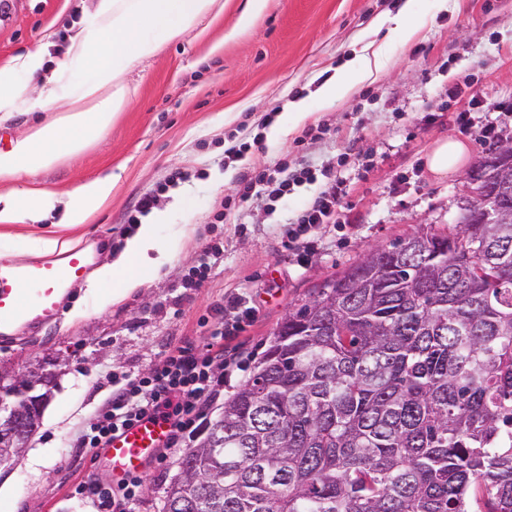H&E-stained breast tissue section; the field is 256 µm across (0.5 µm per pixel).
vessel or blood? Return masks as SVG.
Listing matches in <instances>:
<instances>
[{
  "instance_id": "obj_1",
  "label": "vessel or blood",
  "mask_w": 512,
  "mask_h": 512,
  "mask_svg": "<svg viewBox=\"0 0 512 512\" xmlns=\"http://www.w3.org/2000/svg\"><path fill=\"white\" fill-rule=\"evenodd\" d=\"M86 273L87 259L79 249L68 252L60 262L44 260L21 266L0 261V340H12L18 328H32L54 319L65 287ZM23 287L33 295L31 304L23 305L17 300ZM168 432L164 420L146 418L115 434L101 453L113 482L141 473L163 446Z\"/></svg>"
}]
</instances>
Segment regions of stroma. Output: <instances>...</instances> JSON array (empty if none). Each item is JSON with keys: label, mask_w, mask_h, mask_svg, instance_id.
Here are the masks:
<instances>
[{"label": "stroma", "mask_w": 512, "mask_h": 512, "mask_svg": "<svg viewBox=\"0 0 512 512\" xmlns=\"http://www.w3.org/2000/svg\"><path fill=\"white\" fill-rule=\"evenodd\" d=\"M249 3L224 0L223 14L204 20V35L166 42L129 74L137 92L107 136L40 175L60 191L107 169L117 175L111 202L62 232L91 250L96 266L119 255L136 230L130 211L142 195L156 193L157 209L169 213L159 238L171 259L159 277L114 303L71 285L56 320L0 343V367L67 360L41 427L15 462L0 467V512H96L74 488L112 476L77 439L111 398L113 378L148 375L170 347L210 343L225 300L249 289L257 313L225 339L229 376L202 406L214 417L225 394L249 378L285 314L312 299L327 278L372 248L422 228L454 226L464 175L428 171L438 141L466 143L469 170L483 149V127L512 135V0H264L250 24L238 26ZM92 6L8 0L0 12V66L58 40ZM397 15L416 27L414 37L375 31L380 17ZM369 43L381 53L378 78L324 102L322 75L341 72ZM297 98L309 115L293 126ZM462 111L468 124L457 120ZM257 135L262 163L327 166L347 186L343 220L320 226L305 267L296 263L288 228L322 183L295 186L274 201L255 196L236 204L234 219H215L256 159L231 162L224 151ZM176 172L183 180L169 185ZM181 227L186 235L176 236ZM214 247L220 254L209 277L185 287L189 270ZM75 308L80 317H72ZM178 455L171 449L164 462L145 465L141 512H157L158 484L176 474Z\"/></svg>", "instance_id": "35a3bbf8"}]
</instances>
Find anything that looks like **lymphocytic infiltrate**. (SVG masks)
<instances>
[{
  "label": "lymphocytic infiltrate",
  "mask_w": 512,
  "mask_h": 512,
  "mask_svg": "<svg viewBox=\"0 0 512 512\" xmlns=\"http://www.w3.org/2000/svg\"><path fill=\"white\" fill-rule=\"evenodd\" d=\"M317 179L318 172L312 168L287 174L283 169L257 163L249 173L242 175L239 199L247 201L259 187L266 188L270 198L277 199L287 195L292 186L305 182L311 184ZM345 193L346 186L341 181L323 191L298 217L292 237L297 239L318 225L335 223L337 207ZM214 361L211 352L197 353L180 348L170 352L146 377L127 376L113 380L112 397L95 421L84 430L80 437L81 447H107L114 434L146 417H159L168 423L170 430L166 448L184 444L196 432L192 412L198 400L214 390ZM143 483V476L136 474L114 488L97 482L82 483L75 492L92 497L97 512H110L114 507L119 512H135Z\"/></svg>",
  "instance_id": "1"
}]
</instances>
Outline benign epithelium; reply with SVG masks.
I'll return each mask as SVG.
<instances>
[{"label": "benign epithelium", "instance_id": "7a95c632", "mask_svg": "<svg viewBox=\"0 0 512 512\" xmlns=\"http://www.w3.org/2000/svg\"><path fill=\"white\" fill-rule=\"evenodd\" d=\"M508 170L504 166L488 173L474 168L465 178L460 208L475 224H503L501 210L494 204L496 182ZM63 360H37L23 370L3 368L0 375L11 382L9 390L0 389V466L13 460L12 449L28 445L42 424L44 410L52 397L59 366Z\"/></svg>", "mask_w": 512, "mask_h": 512}]
</instances>
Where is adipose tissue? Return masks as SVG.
Returning a JSON list of instances; mask_svg holds the SVG:
<instances>
[{
	"label": "adipose tissue",
	"mask_w": 512,
	"mask_h": 512,
	"mask_svg": "<svg viewBox=\"0 0 512 512\" xmlns=\"http://www.w3.org/2000/svg\"><path fill=\"white\" fill-rule=\"evenodd\" d=\"M223 11V0H96L63 46L45 42L1 66L0 122L30 112H48L52 118L0 149V183L10 186L0 192V224L37 222L57 209L63 212L62 226L86 223L111 199L116 175L104 172L60 194L41 183L40 174L106 133L114 114L130 102V71L158 55L168 40ZM379 70V60L358 53L348 74L324 85L320 94L327 101L349 95ZM22 178L27 186L15 188ZM166 220V212L150 214L121 256L89 277L88 293L98 295L109 284L116 301L159 276L170 259L158 237Z\"/></svg>",
	"instance_id": "obj_1"
}]
</instances>
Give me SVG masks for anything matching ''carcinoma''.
I'll list each match as a JSON object with an SVG mask.
<instances>
[{
  "label": "carcinoma",
  "mask_w": 512,
  "mask_h": 512,
  "mask_svg": "<svg viewBox=\"0 0 512 512\" xmlns=\"http://www.w3.org/2000/svg\"><path fill=\"white\" fill-rule=\"evenodd\" d=\"M450 234L288 313L158 512H512V223Z\"/></svg>",
  "instance_id": "cac0c4a2"
}]
</instances>
